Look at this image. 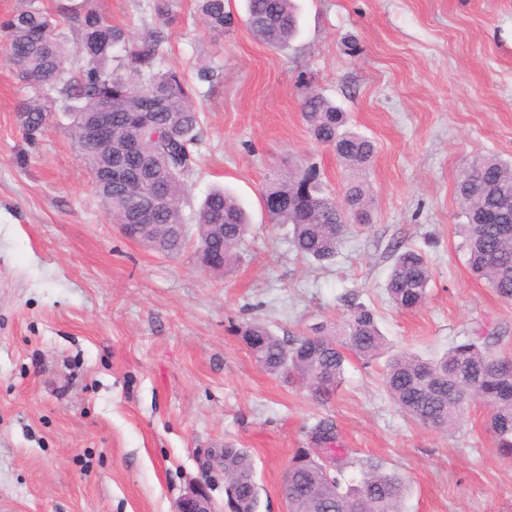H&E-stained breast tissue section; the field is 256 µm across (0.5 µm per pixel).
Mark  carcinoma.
Here are the masks:
<instances>
[{"label":"carcinoma","mask_w":512,"mask_h":512,"mask_svg":"<svg viewBox=\"0 0 512 512\" xmlns=\"http://www.w3.org/2000/svg\"><path fill=\"white\" fill-rule=\"evenodd\" d=\"M176 0H149L153 23L135 34L97 10L92 0L80 4L58 0L51 11L41 0H22L0 20L17 76L30 95L19 105L17 123L31 141L46 120L60 110L73 117L71 138L80 145L83 120L112 99V147L98 144L79 149L92 178L112 162L127 177L108 188L95 186L108 213L118 224H140L144 210L157 234L180 226V235L153 251L176 257L186 248L188 226L183 204L187 181L196 165L193 146L201 130L196 87L183 73L162 65L166 26L176 19ZM203 25L217 35L231 31L234 20L226 0H196ZM246 24L268 48L288 49L298 34L293 0H248ZM70 29L74 47L60 28ZM196 78L213 85L222 78L219 67H198ZM301 115L313 139L333 148L338 162L354 173L371 161L370 140L345 130L344 113L322 93L304 88ZM464 222L459 225L461 247L471 272L500 298L512 300V163L496 155L476 157L456 186ZM261 200L274 201L272 224L291 226L290 242L303 259L325 264L336 256L346 231L336 213V200L319 188L317 172L298 170L267 179ZM349 211L370 223L369 197L363 182L352 180L345 189ZM495 216L492 224L481 216ZM224 225V271L240 261L239 246L249 224L231 193L218 189L201 203L197 216V247L208 244L214 225ZM431 271L421 251L394 248L386 282L391 302L401 310L419 308L428 296ZM240 335L255 361L269 374L296 377L320 400L330 398L343 381L345 363L353 356L368 364L387 357L384 386L402 412L417 424L442 432L453 430L473 400L490 408L488 430L504 456L512 458V352L495 351L487 336H468L435 359L414 353H389L374 311L363 303L349 305L340 323L320 325L307 334L280 337L260 321L247 324ZM311 447L294 456L288 473V512H402L408 493L406 477L384 469L373 459L334 458L339 434L330 420L308 430ZM360 468L361 479L343 485V468ZM224 492L233 512H258L259 487L254 465L244 448L224 449Z\"/></svg>","instance_id":"1"}]
</instances>
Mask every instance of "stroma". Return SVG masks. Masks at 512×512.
<instances>
[{"mask_svg":"<svg viewBox=\"0 0 512 512\" xmlns=\"http://www.w3.org/2000/svg\"><path fill=\"white\" fill-rule=\"evenodd\" d=\"M164 63L199 86L201 135L183 207L187 224L226 187L251 228L227 275L126 238L95 192L55 113L36 141L15 121L28 91L0 43V512H177L203 486L229 512L223 466L206 453L250 452L258 512H287V467L307 430L332 419L350 457L408 477L403 512H512V459L467 406L442 433L407 418L384 389V362L352 358L327 401L271 375L237 327L278 336L339 322L350 301L369 305L394 350L429 357L468 336L512 351V302L474 279L460 249L456 185L483 154L512 159V0H296L299 34L269 50L230 0L232 32L210 33L194 0H178ZM113 24L138 32L145 0H94ZM311 85L375 145L362 172L372 221L348 224L335 260L299 258L290 228L270 223L261 190L271 172L317 168L343 199L353 178L313 140L300 91ZM424 252L429 295L412 312L384 285L393 247Z\"/></svg>","mask_w":512,"mask_h":512,"instance_id":"1","label":"stroma"}]
</instances>
